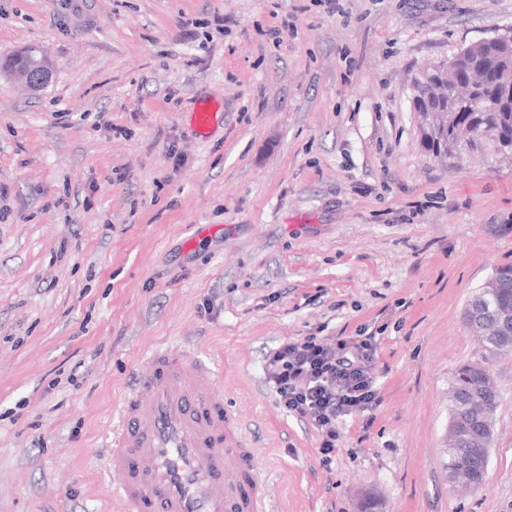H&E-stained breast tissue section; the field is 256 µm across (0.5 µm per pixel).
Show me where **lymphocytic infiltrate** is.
<instances>
[{
	"label": "lymphocytic infiltrate",
	"instance_id": "obj_1",
	"mask_svg": "<svg viewBox=\"0 0 512 512\" xmlns=\"http://www.w3.org/2000/svg\"><path fill=\"white\" fill-rule=\"evenodd\" d=\"M374 355L371 336L341 339L332 348L306 336L282 344L268 358L267 378L280 405L316 429L323 463H331L336 452L338 419L373 411L380 402Z\"/></svg>",
	"mask_w": 512,
	"mask_h": 512
}]
</instances>
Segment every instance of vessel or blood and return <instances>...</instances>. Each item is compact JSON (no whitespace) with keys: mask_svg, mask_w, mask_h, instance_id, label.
Segmentation results:
<instances>
[{"mask_svg":"<svg viewBox=\"0 0 512 512\" xmlns=\"http://www.w3.org/2000/svg\"><path fill=\"white\" fill-rule=\"evenodd\" d=\"M109 457L135 512H270L256 449L225 408L213 370L155 350L123 396Z\"/></svg>","mask_w":512,"mask_h":512,"instance_id":"vessel-or-blood-1","label":"vessel or blood"}]
</instances>
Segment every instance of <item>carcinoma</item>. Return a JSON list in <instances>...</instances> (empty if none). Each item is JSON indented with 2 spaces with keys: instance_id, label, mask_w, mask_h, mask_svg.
Wrapping results in <instances>:
<instances>
[{
  "instance_id": "1",
  "label": "carcinoma",
  "mask_w": 512,
  "mask_h": 512,
  "mask_svg": "<svg viewBox=\"0 0 512 512\" xmlns=\"http://www.w3.org/2000/svg\"><path fill=\"white\" fill-rule=\"evenodd\" d=\"M449 71L453 78L445 81L444 95L436 97L426 88L417 93L418 99L431 108L452 110L448 126L441 128L426 142L434 156L440 148L453 144L461 126L491 135L512 137V105L504 103L498 112H484L478 101L499 96L504 90L503 79L512 72V42L490 40L469 44L452 57ZM495 287L480 288L469 300L465 317L469 327L476 325L483 332L475 333L484 354L482 359L466 362L454 372L449 395L450 435L443 449V466L448 473L465 468L466 487L479 489L485 483L489 459V444L501 393L491 379V361L512 354V325L498 327L497 313L512 310V265L502 267L493 275Z\"/></svg>"
}]
</instances>
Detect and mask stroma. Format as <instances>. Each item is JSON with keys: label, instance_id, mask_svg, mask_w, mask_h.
<instances>
[{"label": "stroma", "instance_id": "1", "mask_svg": "<svg viewBox=\"0 0 512 512\" xmlns=\"http://www.w3.org/2000/svg\"><path fill=\"white\" fill-rule=\"evenodd\" d=\"M506 27L512 0H0V59L54 67L0 74V512H128L103 456L169 345L217 371L276 512H512V354L484 487L442 466L465 306L512 264V151L435 158L410 87ZM367 335L381 403L326 466L266 360ZM11 75L31 91H40L53 76V69L46 57L41 54L34 58L33 69L14 70Z\"/></svg>", "mask_w": 512, "mask_h": 512}]
</instances>
